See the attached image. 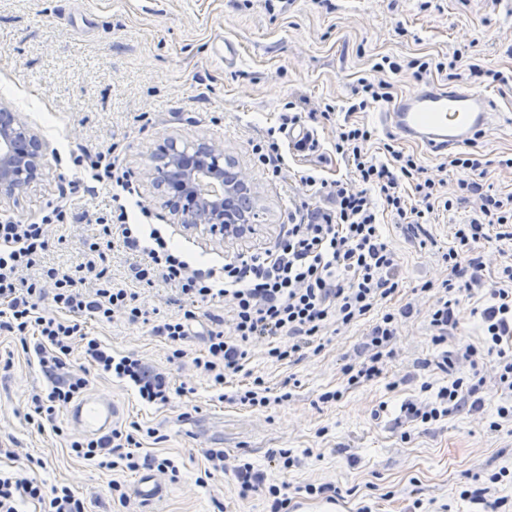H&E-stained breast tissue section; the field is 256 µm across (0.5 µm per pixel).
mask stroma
<instances>
[{
    "label": "stroma",
    "mask_w": 512,
    "mask_h": 512,
    "mask_svg": "<svg viewBox=\"0 0 512 512\" xmlns=\"http://www.w3.org/2000/svg\"><path fill=\"white\" fill-rule=\"evenodd\" d=\"M228 41L235 46L230 59L224 56ZM457 51L512 75V12L498 0H292L271 10L265 0H0V102L43 138L48 173L19 205L0 213L32 221L71 176V155L112 148L132 188L130 220L141 221V208H148L151 223L162 227L191 267H220L238 254L273 246L289 210L310 198L302 181L308 169L352 183L350 168L334 147L337 123L373 127L367 150L379 154L390 133L383 107L347 111L359 79L389 82L396 99L448 83L435 71L419 80L408 71L376 72L374 64L385 56L398 62L443 60ZM480 90L499 119L474 152L486 164V182L496 193L510 194L512 167L503 161L512 157V86L485 81ZM289 108L300 112L318 146L305 152L283 146L282 173L273 178L255 164L252 146L267 129L278 127L280 113ZM327 108L333 112L328 121L322 117ZM171 136L208 138L243 162L261 199L260 235L227 248L209 234H190L171 222L137 175L151 151ZM395 146L417 155L447 191L464 176L448 166L447 155L401 137ZM111 205L105 188L77 194L73 220L48 229L45 265L66 271L80 263L84 239L96 234L97 217ZM472 215L468 202L450 212L434 211L415 235L383 217L381 232L398 260L397 293L356 325L326 329L321 352L306 353L298 362H274L266 343L251 344L246 372L226 385L223 400L195 360L205 351L211 315L221 316L224 330H231L230 302L220 298L199 306L183 357L172 358L169 343L152 327L177 312L176 291L161 281L134 284L131 267L146 256L114 242L106 260L112 282L134 288L149 321L133 323L117 314L108 323L87 322L85 330L113 353L136 355L168 375L170 399L143 403L128 384L89 366L78 346L67 366L86 374L89 392L119 407L118 426L155 428V436L142 437V450L173 459L177 478L162 477V497L143 505L132 495L138 473L98 468L73 455L63 436L29 424L31 395L44 390L47 380L35 356L5 332L0 333V451L10 449L12 455L0 454V467L26 468L46 485L70 486L88 512H113L108 493L113 480L130 494L124 512H267L263 495L240 498L231 476L210 472L205 453L213 448L227 459L251 462L270 483L330 484L340 490L332 502L322 495H295L293 512H358L364 505L372 512H482V505L460 497L475 487L487 488V500L506 498L505 512H512V483L489 481L501 468L512 470V421L496 431L489 427L497 408L512 404V393L501 389L490 367L482 369L480 409L428 424L409 422L400 413L404 402L434 401L450 375H468V366L450 373L437 362L458 345H481L478 312L488 289L500 286L501 269L512 265L511 241L482 242V282L472 297L462 298L454 336L436 344L427 309L449 276L443 255L454 244V227ZM425 282L432 286L426 293L420 290ZM389 310L399 314L398 335L381 377L347 388L344 364L361 359L373 325ZM253 376L262 377L277 398L260 411L230 399ZM336 389L344 392L340 400L323 401V393ZM273 448L290 450L299 465L281 472L268 457ZM32 456L41 458L43 467H29Z\"/></svg>",
    "instance_id": "1"
}]
</instances>
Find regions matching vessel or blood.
I'll return each mask as SVG.
<instances>
[{"mask_svg":"<svg viewBox=\"0 0 512 512\" xmlns=\"http://www.w3.org/2000/svg\"><path fill=\"white\" fill-rule=\"evenodd\" d=\"M385 121L403 138L441 154L468 146L496 120L488 98L467 87H431L398 100ZM119 415L107 399L87 395L69 411L70 420L85 434L99 436L110 431Z\"/></svg>","mask_w":512,"mask_h":512,"instance_id":"b4317fda","label":"vessel or blood"}]
</instances>
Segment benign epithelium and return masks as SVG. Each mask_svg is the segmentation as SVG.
<instances>
[{
    "label": "benign epithelium",
    "instance_id": "obj_1",
    "mask_svg": "<svg viewBox=\"0 0 512 512\" xmlns=\"http://www.w3.org/2000/svg\"><path fill=\"white\" fill-rule=\"evenodd\" d=\"M45 143L18 113L0 103V207L17 205L46 178ZM142 180L156 191L160 207L187 232L200 229L226 245L258 233V197L239 161L207 138L157 145Z\"/></svg>",
    "mask_w": 512,
    "mask_h": 512
}]
</instances>
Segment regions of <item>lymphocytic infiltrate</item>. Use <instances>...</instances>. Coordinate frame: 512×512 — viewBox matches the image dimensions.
Masks as SVG:
<instances>
[{
  "label": "lymphocytic infiltrate",
  "mask_w": 512,
  "mask_h": 512,
  "mask_svg": "<svg viewBox=\"0 0 512 512\" xmlns=\"http://www.w3.org/2000/svg\"><path fill=\"white\" fill-rule=\"evenodd\" d=\"M373 135L372 128L357 122L347 121L336 129L335 150L350 166L358 190H348L342 182L328 181L317 169H309L303 181L312 196L319 198V205L305 201L296 205L287 229L272 248L237 255L217 269L191 268L159 228L130 223L119 193L124 181L118 174V159L108 152L77 155L73 163L79 177L69 180L35 221L1 219L0 331L23 342L32 341L48 380L47 388L31 397L34 425L52 423L54 434L65 437L63 429L53 423L55 415L82 396L89 385L85 376L66 368V358L77 340L83 344L88 363L126 381L144 403L164 404L169 399L170 383L164 374L135 356L113 354L111 347L88 336L83 328L85 320L108 322L118 313L131 322L145 316L135 293L115 287L105 265L106 253L116 238L147 256L146 262L133 268L138 283L164 280L176 288L180 299L191 303L190 308L180 309L154 327L155 333L172 345L173 357L181 356V346L190 336L189 325L196 318L193 304L221 297L232 301L233 335H225L220 327L211 329L205 354L196 360L213 387L220 389L243 371L252 342L265 341L267 355L275 361L292 359L319 343L328 325H354L397 292L398 263L380 233V212L418 231L435 209L452 211L475 195L481 200L479 211L468 223L455 225V244L444 255L450 275L442 295L428 310L435 339L444 342L458 325L455 311L460 293L471 292L480 282L483 262L475 253L476 244L487 239L492 226L500 228L502 238L512 240V194L489 193L481 183L466 178L458 181L455 194H448L443 182L426 176L414 154L388 143L384 157L371 155L365 145ZM406 183L412 189L408 196L402 192ZM99 185L112 188L114 207L97 218L99 231L86 240L83 261L67 273L43 265L49 225L68 223L71 196ZM28 270L33 273L29 279L24 276ZM502 276L507 287L490 289L489 302L480 312L483 347L462 345L455 356H443L440 363L444 369L469 365L470 376L441 387L435 402L402 405L400 411L407 420L426 424L466 403L481 405L478 393L484 380L479 365L488 357L494 360L501 388L512 391V265L503 268ZM90 278L97 288L88 295L82 286ZM47 296L54 303V312L40 307ZM397 329L393 312L375 323L364 359L342 368L348 385L380 376L384 352L396 338ZM284 336L289 345H281ZM65 439L73 454L104 469L121 464L131 471L145 465L164 475L178 471L172 459L140 455L134 435L117 428L97 438ZM232 474L241 495L264 492L269 512H288L292 499L287 483H266L263 473L249 462L234 465ZM25 501L40 504L42 512H86L84 501L68 486L48 487L21 471L0 470V512H19Z\"/></svg>",
  "instance_id": "f902f5d3"
}]
</instances>
